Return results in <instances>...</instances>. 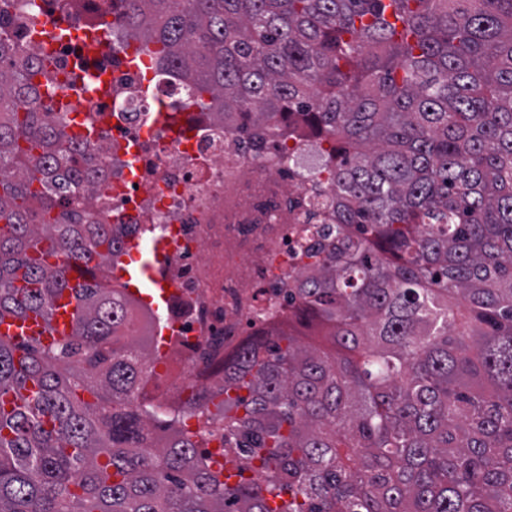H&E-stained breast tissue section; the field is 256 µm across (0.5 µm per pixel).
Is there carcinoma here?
<instances>
[{
	"label": "carcinoma",
	"instance_id": "carcinoma-1",
	"mask_svg": "<svg viewBox=\"0 0 512 512\" xmlns=\"http://www.w3.org/2000/svg\"><path fill=\"white\" fill-rule=\"evenodd\" d=\"M107 7L252 145L271 122L324 145L336 223L284 295L341 356L245 345L224 398H187L195 434L146 398L110 275L125 242L80 207L94 175L32 83L44 58L0 27V318L52 317L66 280L43 257H96L67 340L0 338V512H512V0ZM221 421L215 470L198 448Z\"/></svg>",
	"mask_w": 512,
	"mask_h": 512
}]
</instances>
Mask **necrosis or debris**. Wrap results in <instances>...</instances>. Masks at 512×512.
Segmentation results:
<instances>
[{"instance_id": "necrosis-or-debris-1", "label": "necrosis or debris", "mask_w": 512, "mask_h": 512, "mask_svg": "<svg viewBox=\"0 0 512 512\" xmlns=\"http://www.w3.org/2000/svg\"><path fill=\"white\" fill-rule=\"evenodd\" d=\"M6 2L0 17L30 54L47 22L84 25L29 0ZM122 41L113 25L96 56L74 38L56 40L52 52L61 72L78 77L70 110L109 116L88 156L101 183L84 205L113 229L134 224L151 234L156 269L175 289L168 358L206 386L246 342L287 329L288 303L273 288L294 283L307 265L311 212L331 179L309 137L275 133L256 149L238 123L196 115L191 135L173 138L155 115L189 99L187 87L160 80L153 65L129 68ZM149 84L147 98L140 90Z\"/></svg>"}]
</instances>
